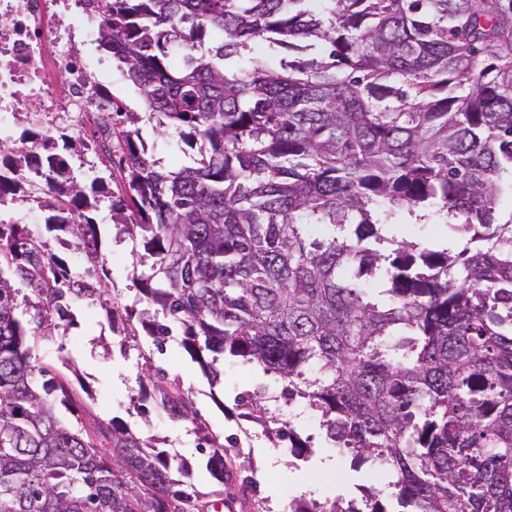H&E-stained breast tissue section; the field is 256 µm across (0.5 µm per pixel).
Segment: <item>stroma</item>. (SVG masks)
<instances>
[{
  "label": "stroma",
  "instance_id": "35a3bbf8",
  "mask_svg": "<svg viewBox=\"0 0 512 512\" xmlns=\"http://www.w3.org/2000/svg\"><path fill=\"white\" fill-rule=\"evenodd\" d=\"M139 128L149 154L164 168L190 163L196 155L179 137L163 135L155 124L143 121ZM94 216L101 243L98 276L109 302L71 298L72 324L33 349L40 365L66 368L75 407H87L107 421L118 419L136 436L177 455L188 468L186 482L205 497L223 490L232 512H288L289 503L300 498L348 500L358 496L362 485L374 488L386 507H394L387 481L371 478L368 466L352 467L350 454L330 447L318 418L303 402L287 401L274 378L228 358L223 378L214 383L179 338L159 348L146 334L127 336V325H138L140 313L149 308L135 286L142 269L135 261L134 242L117 235L108 207L100 206ZM164 380L179 383L188 392L197 421L175 419L162 408L154 386ZM257 390L280 426L311 437L313 455L295 458L274 434L241 418L238 397ZM206 434L234 442L232 475L221 486L205 468Z\"/></svg>",
  "mask_w": 512,
  "mask_h": 512
}]
</instances>
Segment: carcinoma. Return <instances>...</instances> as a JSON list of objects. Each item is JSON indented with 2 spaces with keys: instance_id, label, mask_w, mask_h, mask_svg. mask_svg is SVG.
Segmentation results:
<instances>
[{
  "instance_id": "1",
  "label": "carcinoma",
  "mask_w": 512,
  "mask_h": 512,
  "mask_svg": "<svg viewBox=\"0 0 512 512\" xmlns=\"http://www.w3.org/2000/svg\"><path fill=\"white\" fill-rule=\"evenodd\" d=\"M100 47L139 89L149 119L203 141L164 169L126 127L113 223L140 238L141 321L161 345L224 375V357L273 375L321 413L333 447L393 478L396 512H512V0H96ZM322 47L277 67L251 42ZM109 194L72 180L47 205L100 263L86 210ZM433 213L455 254L382 227ZM28 293H23V290ZM79 292L46 241L0 224V512H210L172 477L185 465L117 420L64 421L65 376L34 364ZM177 419L189 396L159 387ZM244 415L273 421L261 394ZM290 452L306 458L294 431ZM224 483V444L205 437ZM296 500L289 512H390L366 490Z\"/></svg>"
}]
</instances>
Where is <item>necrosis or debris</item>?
<instances>
[{"label":"necrosis or debris","mask_w":512,"mask_h":512,"mask_svg":"<svg viewBox=\"0 0 512 512\" xmlns=\"http://www.w3.org/2000/svg\"><path fill=\"white\" fill-rule=\"evenodd\" d=\"M98 16L89 0H0V142L14 140L25 121L32 134L26 148L0 155V172L17 169L19 187L0 193V223L17 224L25 202L44 203L40 173L55 164L60 178L82 173L79 153L65 139L112 122V69L90 55L74 54L76 44L99 38Z\"/></svg>","instance_id":"obj_1"}]
</instances>
